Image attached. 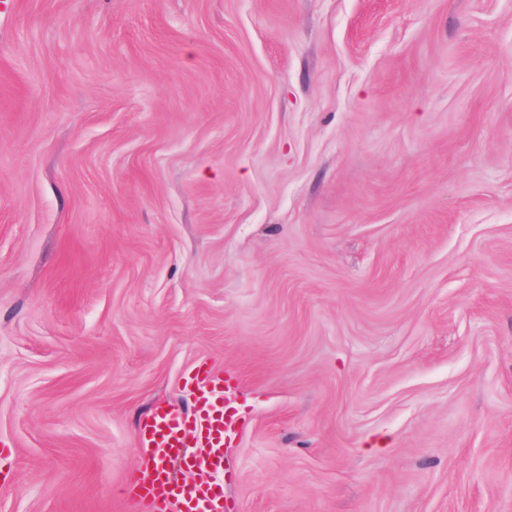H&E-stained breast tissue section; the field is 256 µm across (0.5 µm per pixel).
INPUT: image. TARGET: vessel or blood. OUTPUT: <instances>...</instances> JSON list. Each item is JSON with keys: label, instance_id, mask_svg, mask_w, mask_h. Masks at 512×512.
Instances as JSON below:
<instances>
[{"label": "vessel or blood", "instance_id": "b4317fda", "mask_svg": "<svg viewBox=\"0 0 512 512\" xmlns=\"http://www.w3.org/2000/svg\"><path fill=\"white\" fill-rule=\"evenodd\" d=\"M187 385L195 399L193 413L171 406L158 407L138 429L146 453L141 475L127 491L174 512H231L222 483L211 476L223 472L230 412L224 403L223 375L200 367ZM204 473L201 481L178 480L175 469Z\"/></svg>", "mask_w": 512, "mask_h": 512}]
</instances>
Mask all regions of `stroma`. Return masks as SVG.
<instances>
[{
    "label": "stroma",
    "mask_w": 512,
    "mask_h": 512,
    "mask_svg": "<svg viewBox=\"0 0 512 512\" xmlns=\"http://www.w3.org/2000/svg\"><path fill=\"white\" fill-rule=\"evenodd\" d=\"M201 364L234 512H512V0H0V512Z\"/></svg>",
    "instance_id": "1"
}]
</instances>
